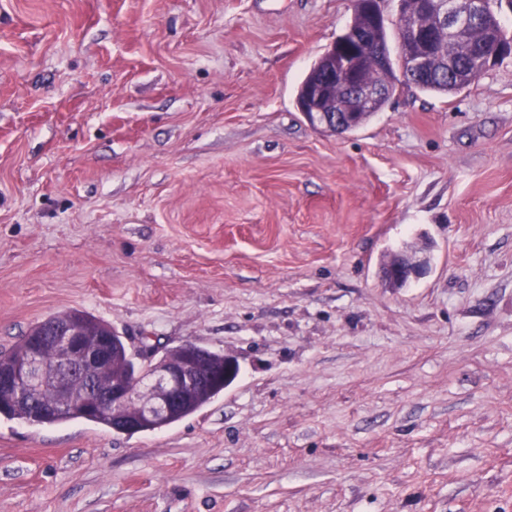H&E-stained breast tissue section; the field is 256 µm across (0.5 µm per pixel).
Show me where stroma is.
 Segmentation results:
<instances>
[{
  "label": "stroma",
  "instance_id": "obj_1",
  "mask_svg": "<svg viewBox=\"0 0 512 512\" xmlns=\"http://www.w3.org/2000/svg\"><path fill=\"white\" fill-rule=\"evenodd\" d=\"M352 12L0 0V354L78 309L239 363L154 432L0 416V512H512V57L336 134ZM427 267V258L399 253L394 254L382 268L381 276L387 286L394 288L417 279L425 273Z\"/></svg>",
  "mask_w": 512,
  "mask_h": 512
}]
</instances>
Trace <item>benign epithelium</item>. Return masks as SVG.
<instances>
[{"mask_svg": "<svg viewBox=\"0 0 512 512\" xmlns=\"http://www.w3.org/2000/svg\"><path fill=\"white\" fill-rule=\"evenodd\" d=\"M427 9L429 3L439 14L438 34L462 37L477 23L483 13L482 0H418ZM368 6L371 21L346 28L339 41L329 50L331 62L321 80L309 90L305 117L314 126L334 133L361 126L367 109L391 94L390 88L368 84L357 77L368 55L375 56L380 68L392 61V53L386 51L375 38L379 21L383 18L379 0H354V10ZM399 12L403 13L400 41L407 49L402 71L452 76L457 71L454 60L445 55L432 54L428 46L436 35L414 23L410 13L404 12V0H399ZM342 72L350 75L344 81L345 95L336 100V78ZM428 260L407 254L394 255L382 268L381 276L391 288L405 285L425 273ZM48 339L55 341L57 355L53 362L41 360L39 350L9 370L0 372V391L20 399L25 391L42 384L72 410L81 414L112 412V430L135 434L144 425L162 423L171 410L195 385L207 377L204 359L196 353L199 345L188 342L182 348L187 356L178 359L156 357L155 345L150 338L142 340L136 352H129L140 364L136 378L112 384L107 388L97 386V379L107 365L108 344L104 339L89 340L81 326L62 314L48 324ZM133 401L138 409L125 414L118 406Z\"/></svg>", "mask_w": 512, "mask_h": 512, "instance_id": "1", "label": "benign epithelium"}]
</instances>
